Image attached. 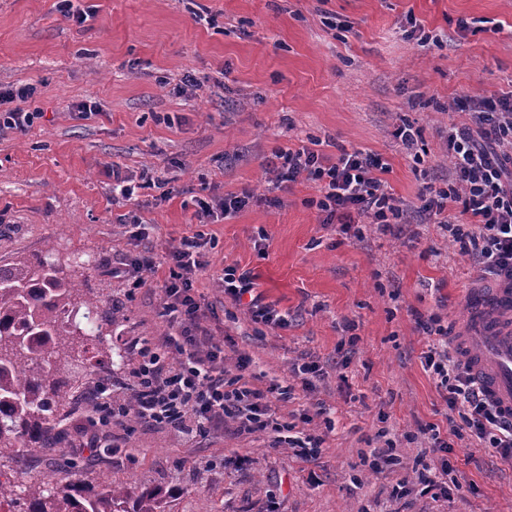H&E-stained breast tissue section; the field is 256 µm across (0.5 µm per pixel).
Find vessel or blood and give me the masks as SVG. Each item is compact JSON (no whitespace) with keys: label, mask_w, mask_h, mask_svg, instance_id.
<instances>
[{"label":"vessel or blood","mask_w":512,"mask_h":512,"mask_svg":"<svg viewBox=\"0 0 512 512\" xmlns=\"http://www.w3.org/2000/svg\"><path fill=\"white\" fill-rule=\"evenodd\" d=\"M456 334L461 358L503 411L512 410V291L471 299Z\"/></svg>","instance_id":"1"}]
</instances>
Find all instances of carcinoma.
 Listing matches in <instances>:
<instances>
[{
	"label": "carcinoma",
	"mask_w": 512,
	"mask_h": 512,
	"mask_svg": "<svg viewBox=\"0 0 512 512\" xmlns=\"http://www.w3.org/2000/svg\"><path fill=\"white\" fill-rule=\"evenodd\" d=\"M113 306L43 257L0 265V457L52 451L79 400L80 359L112 361ZM0 512H169L168 495L89 482L72 471L0 486Z\"/></svg>",
	"instance_id": "obj_1"
}]
</instances>
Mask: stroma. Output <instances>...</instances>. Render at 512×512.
Here are the masks:
<instances>
[{
	"label": "stroma",
	"mask_w": 512,
	"mask_h": 512,
	"mask_svg": "<svg viewBox=\"0 0 512 512\" xmlns=\"http://www.w3.org/2000/svg\"><path fill=\"white\" fill-rule=\"evenodd\" d=\"M0 0V86L34 83L41 117L25 133L0 131V263L52 253L67 274L120 313L114 365H100L112 396L136 363L134 345L168 333L164 270L139 284L113 277L114 258L169 248L203 232L211 243L195 293L212 306L224 369L251 360L258 385L294 389L278 420L321 436L306 462L270 433L221 429L189 441L175 430L98 427L80 403L63 423L59 468L85 480L159 487L171 512H512V459L454 439L448 456L426 430L448 429V408L422 355L432 337L418 315L464 319L472 293L489 291L443 225L421 220L426 189L447 187L444 139L469 121L462 100L512 92V0ZM428 44L405 37L408 18ZM97 103L81 119L79 102ZM419 128L423 162L397 141ZM380 155L381 178L401 201L402 235L366 224L361 236L321 223L300 180L266 202V160L280 148ZM153 177L132 199L112 194V168ZM251 190L229 220L198 216L192 197ZM136 213L145 237L121 215ZM251 272L287 328L252 323L224 297L225 266ZM327 372L306 392L293 366ZM326 414L302 424L312 402ZM98 447L82 448L89 432Z\"/></svg>",
	"instance_id": "stroma-1"
}]
</instances>
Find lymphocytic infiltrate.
<instances>
[{"mask_svg": "<svg viewBox=\"0 0 512 512\" xmlns=\"http://www.w3.org/2000/svg\"><path fill=\"white\" fill-rule=\"evenodd\" d=\"M38 93L27 83L0 90V129L27 132L40 114L23 105ZM471 124L450 127L446 149L451 177L445 188L425 198L421 213L447 216L449 204L461 206L471 217L469 225L456 224L452 236L462 256L471 259L480 277L512 288V95L473 101ZM388 168L380 155L340 150L336 159L302 146L276 152L273 169L277 189L303 179L317 195L309 199L321 223L339 225L349 233L356 219L365 217L384 228L400 223L403 210L380 174ZM208 240L197 232L182 237L167 254L161 315L170 331L144 343L127 388L132 406L115 405L112 385L97 382L92 397L99 403V421L109 425L135 415L144 424H164L193 439L210 428H220L225 418H236L245 430L271 431L276 443L286 442L287 425L272 417V407L287 401L291 387H251L246 372L248 358H239L238 372L226 376L224 346L208 326L209 309L197 299L194 276L204 268ZM224 296L245 307L252 321L271 328L288 324L285 314L264 304L248 273L226 266L222 276ZM419 332L437 336L425 353L423 367L436 378L449 411L459 413L463 427H450L449 438L432 431V448L449 452L453 437L468 429L479 447L492 448L501 457H512V415L504 414L490 400L482 384L463 368L448 350V330L434 317H417Z\"/></svg>", "mask_w": 512, "mask_h": 512, "instance_id": "1", "label": "lymphocytic infiltrate"}]
</instances>
